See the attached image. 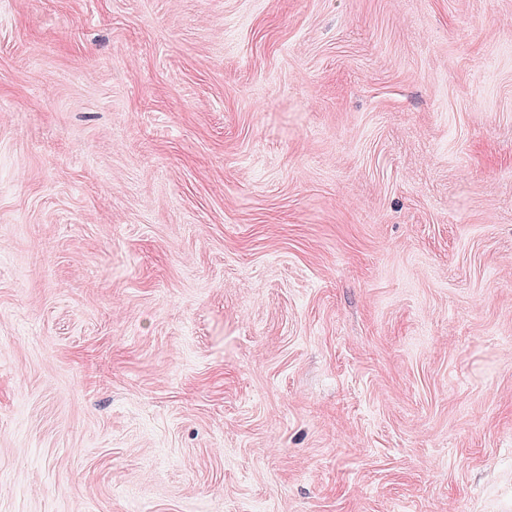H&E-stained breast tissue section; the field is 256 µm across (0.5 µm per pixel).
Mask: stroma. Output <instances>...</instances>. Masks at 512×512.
<instances>
[{
	"mask_svg": "<svg viewBox=\"0 0 512 512\" xmlns=\"http://www.w3.org/2000/svg\"><path fill=\"white\" fill-rule=\"evenodd\" d=\"M506 15L0 0V512H512Z\"/></svg>",
	"mask_w": 512,
	"mask_h": 512,
	"instance_id": "35a3bbf8",
	"label": "stroma"
}]
</instances>
